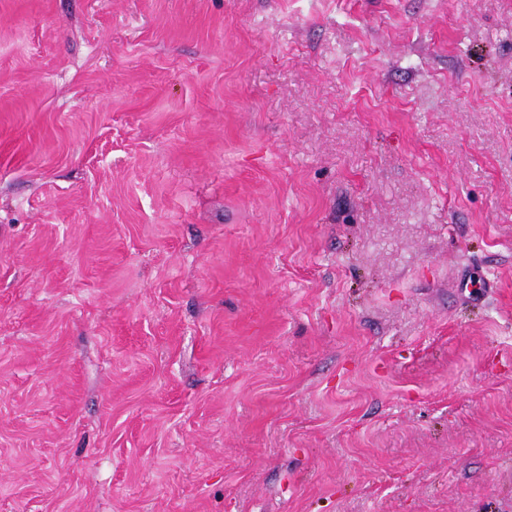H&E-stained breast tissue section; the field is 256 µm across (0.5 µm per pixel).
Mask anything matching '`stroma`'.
<instances>
[{
    "instance_id": "obj_1",
    "label": "stroma",
    "mask_w": 512,
    "mask_h": 512,
    "mask_svg": "<svg viewBox=\"0 0 512 512\" xmlns=\"http://www.w3.org/2000/svg\"><path fill=\"white\" fill-rule=\"evenodd\" d=\"M0 512H512V0H0Z\"/></svg>"
}]
</instances>
